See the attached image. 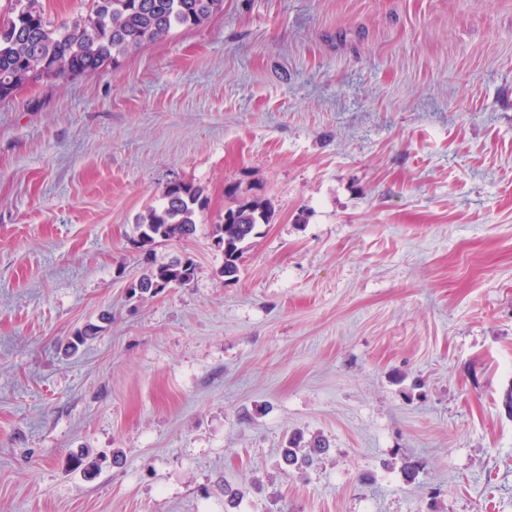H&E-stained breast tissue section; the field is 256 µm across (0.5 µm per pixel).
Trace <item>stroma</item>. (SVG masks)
<instances>
[{"label": "stroma", "instance_id": "1", "mask_svg": "<svg viewBox=\"0 0 512 512\" xmlns=\"http://www.w3.org/2000/svg\"><path fill=\"white\" fill-rule=\"evenodd\" d=\"M174 180L195 278L131 296ZM511 389L512 0H224L0 100V512H512ZM270 208L257 199H243L234 207L225 210L224 216L219 217L209 233L211 240L223 244L224 263L220 274L233 279L240 271V259L249 245V240L256 235L255 230L260 224L271 222ZM299 445L294 443L293 441L288 442V448H284L283 454L289 465H297L302 466V464H307L312 459V455H317L326 451V443L321 439H316L311 442L309 446V450L306 453H302L301 448H298ZM300 454V458H299ZM300 459V462H299Z\"/></svg>", "mask_w": 512, "mask_h": 512}]
</instances>
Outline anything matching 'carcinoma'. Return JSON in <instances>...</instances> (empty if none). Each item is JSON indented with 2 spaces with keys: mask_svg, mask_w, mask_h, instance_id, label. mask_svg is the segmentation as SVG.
<instances>
[{
  "mask_svg": "<svg viewBox=\"0 0 512 512\" xmlns=\"http://www.w3.org/2000/svg\"><path fill=\"white\" fill-rule=\"evenodd\" d=\"M223 8L224 0H93L90 14L56 25L45 16L42 0H10L9 19L0 22V98L21 88L12 83L20 72L32 75L34 84L42 73L53 81L94 72L177 28L199 27ZM160 200L136 220L133 241L143 251V272L133 285L134 294L149 293L158 285L185 286L196 274L190 257L158 263L153 247L193 236L208 207L207 197L199 187L176 182L163 188ZM271 219L270 208L257 199L240 200L224 211L209 233L223 244L222 276L237 277L257 226ZM325 451L326 443L316 439L305 453L290 441L283 454L288 464L299 466Z\"/></svg>",
  "mask_w": 512,
  "mask_h": 512,
  "instance_id": "obj_1",
  "label": "carcinoma"
}]
</instances>
